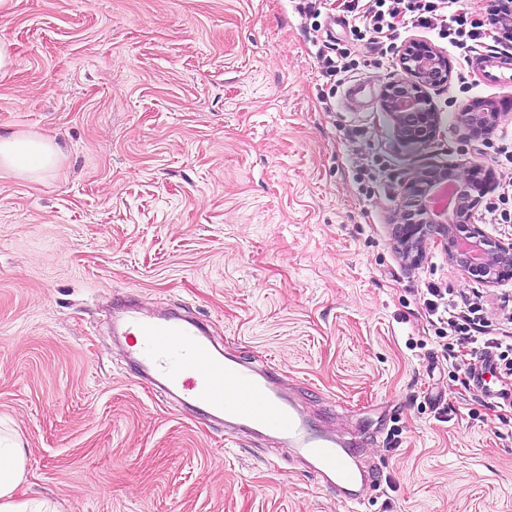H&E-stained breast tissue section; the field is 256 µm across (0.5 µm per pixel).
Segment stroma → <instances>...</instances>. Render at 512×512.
Instances as JSON below:
<instances>
[{"instance_id": "obj_1", "label": "stroma", "mask_w": 512, "mask_h": 512, "mask_svg": "<svg viewBox=\"0 0 512 512\" xmlns=\"http://www.w3.org/2000/svg\"><path fill=\"white\" fill-rule=\"evenodd\" d=\"M330 0H12L0 39V134L54 137L59 173L0 177V425L28 450L31 493L63 512H512V405L465 386L423 293L476 289L432 246L394 248L422 164L501 162L461 122L470 93L432 89L422 150L381 94L398 65L361 63L348 111L316 62L350 29ZM378 158L384 189L358 169ZM179 307L224 349L270 364L309 413L358 441L369 488L351 510L286 449L150 392L112 310Z\"/></svg>"}]
</instances>
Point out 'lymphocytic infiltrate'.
<instances>
[{
    "mask_svg": "<svg viewBox=\"0 0 512 512\" xmlns=\"http://www.w3.org/2000/svg\"><path fill=\"white\" fill-rule=\"evenodd\" d=\"M339 6L352 21L354 45L370 48L382 58L391 54L403 26L434 32L457 50L463 63L488 37L477 0H340ZM353 47L332 54L318 52L322 75L340 80L357 70L359 61ZM429 294L424 309L429 318L447 326V351L472 347L474 354L493 357V367L501 378L512 377V332H492L484 295L458 297L440 288L430 289Z\"/></svg>",
    "mask_w": 512,
    "mask_h": 512,
    "instance_id": "obj_1",
    "label": "lymphocytic infiltrate"
}]
</instances>
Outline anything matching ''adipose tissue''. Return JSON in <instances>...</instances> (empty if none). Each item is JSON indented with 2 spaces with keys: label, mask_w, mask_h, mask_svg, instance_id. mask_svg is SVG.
Instances as JSON below:
<instances>
[{
  "label": "adipose tissue",
  "mask_w": 512,
  "mask_h": 512,
  "mask_svg": "<svg viewBox=\"0 0 512 512\" xmlns=\"http://www.w3.org/2000/svg\"><path fill=\"white\" fill-rule=\"evenodd\" d=\"M58 144L35 132L0 135V173L40 182L61 167ZM27 456L19 436L0 432V512H60L50 499L28 496Z\"/></svg>",
  "instance_id": "adipose-tissue-1"
}]
</instances>
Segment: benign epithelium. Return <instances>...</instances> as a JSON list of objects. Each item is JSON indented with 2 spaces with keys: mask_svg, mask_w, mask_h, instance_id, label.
<instances>
[{
  "mask_svg": "<svg viewBox=\"0 0 512 512\" xmlns=\"http://www.w3.org/2000/svg\"><path fill=\"white\" fill-rule=\"evenodd\" d=\"M494 18L512 39V0H494ZM401 78L384 90L381 107L392 119L395 136L418 150L428 145L440 126L430 89L448 81V56L435 46L411 40L401 45ZM499 113L479 106L462 114L475 134L492 128ZM491 173L453 165H427L406 181L400 199L402 223L395 225L401 259L417 265L427 246H441L448 263L485 287L512 280V241L486 235L471 218L489 188Z\"/></svg>",
  "mask_w": 512,
  "mask_h": 512,
  "instance_id": "benign-epithelium-1",
  "label": "benign epithelium"
}]
</instances>
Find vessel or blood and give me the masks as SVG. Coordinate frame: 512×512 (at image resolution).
<instances>
[{"mask_svg":"<svg viewBox=\"0 0 512 512\" xmlns=\"http://www.w3.org/2000/svg\"><path fill=\"white\" fill-rule=\"evenodd\" d=\"M470 66L484 85L512 87V54L477 51ZM115 329L152 390L173 398L190 391L196 413L233 433L274 439L346 503H360L362 449L345 447L335 429L315 425L272 366L223 351L203 323L177 314L152 317L132 306Z\"/></svg>","mask_w":512,"mask_h":512,"instance_id":"vessel-or-blood-1","label":"vessel or blood"}]
</instances>
